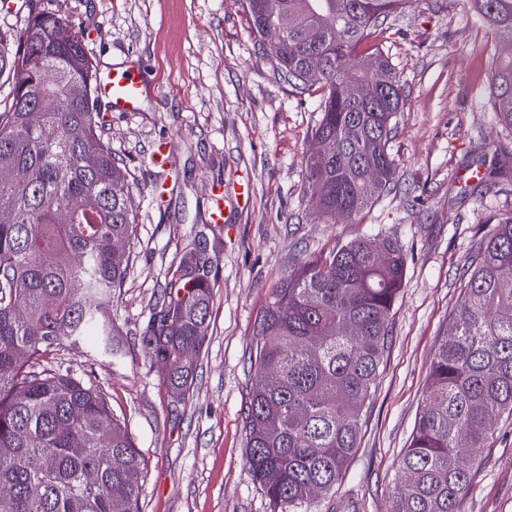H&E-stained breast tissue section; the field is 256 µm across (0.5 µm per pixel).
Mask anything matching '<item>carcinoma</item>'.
Segmentation results:
<instances>
[{"label": "carcinoma", "instance_id": "cac0c4a2", "mask_svg": "<svg viewBox=\"0 0 512 512\" xmlns=\"http://www.w3.org/2000/svg\"><path fill=\"white\" fill-rule=\"evenodd\" d=\"M411 0H243L249 28L289 85L319 95L304 169L309 204L327 224L372 207L392 181L404 111L387 21ZM23 30L0 32V492L8 512H141L145 462L105 393L69 370H35L64 343L124 354L112 291L128 261L136 201L112 157L95 96L97 70L72 22L34 0ZM512 45V0H471ZM488 111L512 136V54L491 71ZM55 135L48 137L45 131ZM407 258L389 237L356 239L301 260L271 288L253 326L244 417L246 463L270 512H310L358 447ZM207 242L169 272L142 345L168 392L185 398L206 342ZM512 212L469 256L462 295L431 363L425 408L398 462L387 512H460L479 451L512 417Z\"/></svg>", "mask_w": 512, "mask_h": 512}]
</instances>
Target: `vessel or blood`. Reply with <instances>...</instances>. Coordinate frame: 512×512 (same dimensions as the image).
I'll list each match as a JSON object with an SVG mask.
<instances>
[{
	"mask_svg": "<svg viewBox=\"0 0 512 512\" xmlns=\"http://www.w3.org/2000/svg\"><path fill=\"white\" fill-rule=\"evenodd\" d=\"M155 81L152 68L146 62L112 69L97 77V94L107 96L113 112L139 111L148 87Z\"/></svg>",
	"mask_w": 512,
	"mask_h": 512,
	"instance_id": "obj_1",
	"label": "vessel or blood"
}]
</instances>
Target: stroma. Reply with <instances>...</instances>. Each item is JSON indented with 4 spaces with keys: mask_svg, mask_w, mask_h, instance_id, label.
Instances as JSON below:
<instances>
[{
    "mask_svg": "<svg viewBox=\"0 0 512 512\" xmlns=\"http://www.w3.org/2000/svg\"><path fill=\"white\" fill-rule=\"evenodd\" d=\"M72 20L98 70L147 60L158 84L137 112L104 115L112 154L138 204L130 272L112 295L121 358L86 345L54 347L41 364L98 385L146 463L141 512H270L245 464L243 426L252 330L271 287L300 260L348 241L398 239L407 252L379 385L360 444L315 512H386L398 460L423 408L431 360L450 327L468 257L512 212V138L484 103L494 41L468 0H412L389 20L386 46L402 74L405 110L393 184L355 220L321 223L306 197L303 160L318 98L283 81L252 35L241 0H41ZM171 142L175 165L151 163ZM494 172L467 194L473 169ZM251 192L239 197V184ZM229 197L214 225L208 338L184 401L170 398L141 346L166 275L206 223L213 188ZM461 512H512V420L481 449Z\"/></svg>",
    "mask_w": 512,
    "mask_h": 512,
    "instance_id": "stroma-1",
    "label": "stroma"
}]
</instances>
